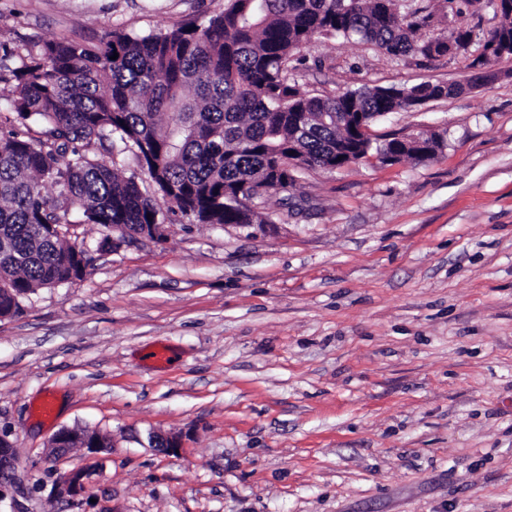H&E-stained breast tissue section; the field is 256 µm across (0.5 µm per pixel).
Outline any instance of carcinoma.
Segmentation results:
<instances>
[{
  "instance_id": "obj_1",
  "label": "carcinoma",
  "mask_w": 512,
  "mask_h": 512,
  "mask_svg": "<svg viewBox=\"0 0 512 512\" xmlns=\"http://www.w3.org/2000/svg\"><path fill=\"white\" fill-rule=\"evenodd\" d=\"M432 22L400 0H224L198 25L147 35L114 27L97 44L49 41L14 66L0 62V99L19 123L0 133V317L16 315L39 289L81 279L90 265L50 224L79 215L107 237L116 227L130 235L165 223L159 198L201 224H271L258 200L293 185L288 159L324 169L336 157L344 126L334 113L366 112L371 125L462 94L458 83L422 82L319 96L290 76L293 57L317 35L432 60L448 50L446 35L422 36ZM495 43L512 49V0H502L498 26L468 65L470 81L503 61ZM364 144L365 161L386 165L391 153L419 160L393 136ZM116 146L153 191L98 158Z\"/></svg>"
}]
</instances>
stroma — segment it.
<instances>
[{"label": "stroma", "instance_id": "stroma-1", "mask_svg": "<svg viewBox=\"0 0 512 512\" xmlns=\"http://www.w3.org/2000/svg\"><path fill=\"white\" fill-rule=\"evenodd\" d=\"M223 5L0 0V58ZM499 21L482 0L463 17L467 50L431 61L317 36L293 76L322 95L459 82ZM499 69L373 123L380 139L442 132L434 158L302 170L264 198L272 223L179 216L114 251L100 226H71L92 258L83 278L0 319L20 512H512V60ZM80 427L109 448L53 459L52 436ZM152 432L179 452L151 448ZM76 468L71 507L54 488Z\"/></svg>", "mask_w": 512, "mask_h": 512}]
</instances>
